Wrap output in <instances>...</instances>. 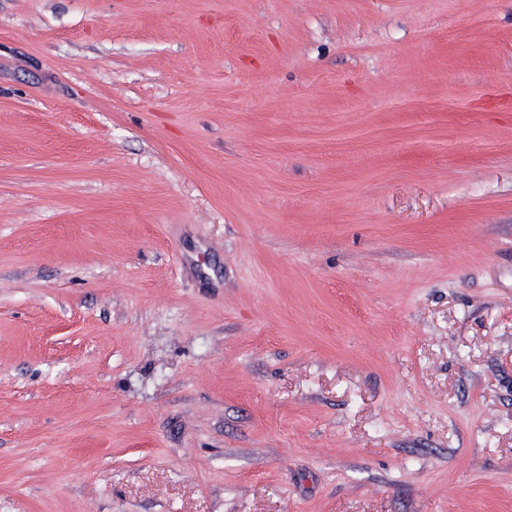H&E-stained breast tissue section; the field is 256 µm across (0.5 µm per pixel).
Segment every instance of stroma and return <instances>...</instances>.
<instances>
[{"label": "stroma", "instance_id": "stroma-1", "mask_svg": "<svg viewBox=\"0 0 512 512\" xmlns=\"http://www.w3.org/2000/svg\"><path fill=\"white\" fill-rule=\"evenodd\" d=\"M0 512H512V0H0Z\"/></svg>", "mask_w": 512, "mask_h": 512}]
</instances>
